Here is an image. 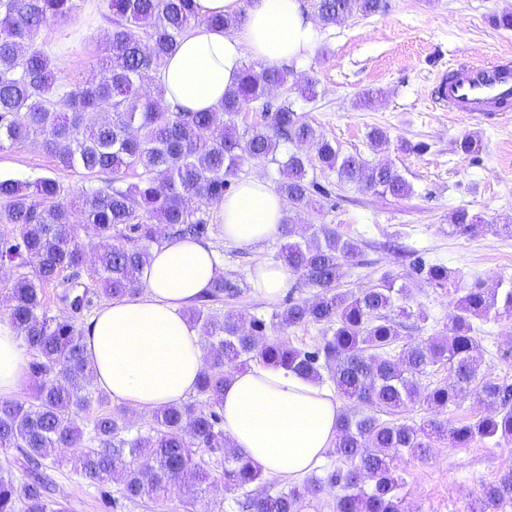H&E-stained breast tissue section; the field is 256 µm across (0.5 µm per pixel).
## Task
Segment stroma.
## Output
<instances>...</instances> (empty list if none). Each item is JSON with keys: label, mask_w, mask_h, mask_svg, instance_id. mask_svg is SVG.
<instances>
[{"label": "stroma", "mask_w": 512, "mask_h": 512, "mask_svg": "<svg viewBox=\"0 0 512 512\" xmlns=\"http://www.w3.org/2000/svg\"><path fill=\"white\" fill-rule=\"evenodd\" d=\"M512 12V0H389L386 11L364 18L346 17L319 28L313 54L288 64V82L272 90V104L288 100L304 120L331 140L345 155H358L370 163H388L409 183V196L397 198L339 181L335 172L314 169L312 176L327 189L309 204L291 210L298 235L311 225L326 224L353 241L360 254L346 263L337 289L356 292L378 284L383 277L406 285L405 304L423 310L428 320L401 333L402 345L439 335L454 312L457 291L474 284L493 288L512 285V234L493 233V224H512V111L480 117L451 112L432 102L436 78L451 65L470 59L512 61V30L497 27L496 15ZM109 26L99 15L83 13L67 29L47 26L40 34L49 45L66 41L58 53V71L71 83L93 81ZM310 77L318 84V97H299L294 82ZM375 93L372 105L359 101ZM381 129L389 142L374 150L368 139ZM471 137L479 152L462 154L459 144ZM0 176L19 181L40 177L58 180L71 197L88 188L105 186V175L93 178L64 168L39 144L22 143L0 149ZM464 208L485 224V231H454L450 216ZM211 232L207 238L227 277L244 283L233 300L211 306V315L232 312L243 319L267 320V335L281 336L299 348L318 345L322 330L315 324L280 328L274 314L289 301L310 298L311 288L292 279L284 297L262 298L248 285V272L261 261H274L284 240L276 238L254 248L225 241L216 208H209ZM448 266L456 279L444 285L425 283L416 274L417 259ZM69 284L44 289L50 314L72 315L78 327L108 305L91 266H84L77 289L91 298L89 308L73 312L63 296ZM481 375L512 384V316L482 323ZM487 413L476 392H469L444 409L414 404L397 413L396 421L420 424L436 420L464 424ZM68 450L51 453L45 461L50 500L64 503L69 512H184L182 494L164 504L124 497L120 479L96 485L84 479L68 462ZM211 473L198 495L196 512H236L233 496L224 490V455L197 450ZM404 479L402 495L412 512H466L469 498L512 467V443L475 440L460 448L430 449L424 456L406 453L397 461Z\"/></svg>", "instance_id": "obj_1"}]
</instances>
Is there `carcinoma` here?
I'll return each mask as SVG.
<instances>
[{
    "instance_id": "cac0c4a2",
    "label": "carcinoma",
    "mask_w": 512,
    "mask_h": 512,
    "mask_svg": "<svg viewBox=\"0 0 512 512\" xmlns=\"http://www.w3.org/2000/svg\"><path fill=\"white\" fill-rule=\"evenodd\" d=\"M85 0H0V148L36 141L59 163L87 176L110 173L112 182L86 190L78 207L83 223L97 237L79 241L72 221L68 192L57 180L0 178V260L20 269L11 288L10 321L30 352L34 392L27 399L0 401V449L15 448L30 468V480L15 484L0 468V512H67L60 502L46 500L41 459L54 448H70L74 470L92 483L118 476L128 499L165 501L182 490L209 480L195 449L224 451V489L244 490L262 480V470L234 448L221 428L224 385L253 360L291 370L320 383L327 370L336 389L366 411L339 416L332 453L350 464L323 478L311 477L261 497L247 493L235 501L238 512H300L307 494L336 490L333 512H410L400 495L402 478L394 462L406 451L425 455L435 440L462 447L479 439L512 442V385L483 379L482 401L495 408L491 415L460 426L430 421L411 425L382 420L377 412L394 414L415 403L445 408L475 381L482 347L473 320L512 316V285L498 291L477 284L458 297L451 323L438 336L392 353L400 338L402 319L425 322L428 315L400 304L406 287L391 278L359 292H338L336 283L345 262L358 254L357 245L336 229L321 224L305 242H288L277 258L316 292L294 300L279 314L280 324L323 327L322 344L313 349L291 345L278 336H264V320L255 318L250 332L241 331L234 313L215 319L205 307L241 293L230 278L217 281L191 320L207 338L208 367L197 385L207 409L169 405L155 416L157 429L147 438L126 440L121 408L99 413L92 440L83 446L79 413L108 400L94 393L96 375L85 355L83 333L75 321L50 316L44 308V285L63 273L76 284L86 252L107 298L120 299L142 290V268L150 249L161 245L164 231L171 238H205L207 209L229 192L242 162L274 158L283 141L315 146L320 167L334 170L340 181L396 197L410 193L408 182L387 164L371 165L358 155H342L332 141L285 101L272 107L268 91L288 82L279 68L242 67L237 83L210 112H174L165 88L149 74H158L196 25L229 31L239 16L200 17L194 0H99V15L112 24L95 82L80 86L64 81L52 64L40 31L64 26L82 14ZM387 7V0H316L322 26L358 14L369 17ZM262 112V121L247 136L237 133L235 118L248 107ZM312 160L292 153L280 162L278 193L291 208L307 204L320 185L309 178ZM141 170L125 186L129 170ZM451 225L476 232L484 225L464 209L450 217ZM31 267L32 272L24 271ZM416 273L427 283L444 284L452 272L439 264L417 262ZM448 365V383L432 390L422 384L429 366ZM131 457L137 466L126 464ZM512 500V468L487 485L481 512H493Z\"/></svg>"
}]
</instances>
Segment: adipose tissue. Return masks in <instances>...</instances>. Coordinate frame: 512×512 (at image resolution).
<instances>
[{
    "label": "adipose tissue",
    "instance_id": "adipose-tissue-1",
    "mask_svg": "<svg viewBox=\"0 0 512 512\" xmlns=\"http://www.w3.org/2000/svg\"><path fill=\"white\" fill-rule=\"evenodd\" d=\"M200 16H241L235 33L197 26L163 68L171 109L210 111L236 81L246 58L277 67L311 53L316 29L302 0H195ZM286 207L264 180L238 182L219 206L225 240L250 246L278 236ZM224 273L208 244L190 239L152 251L139 298L114 301L87 323L86 354L99 387L136 410L180 403L197 389L206 367L201 337L183 311L206 296ZM249 278L269 301L289 288L286 266L260 262ZM29 382L28 357L9 321H0V398ZM335 395L284 369L260 364L236 373L224 388V430L235 448L264 473H308L336 440Z\"/></svg>",
    "mask_w": 512,
    "mask_h": 512
}]
</instances>
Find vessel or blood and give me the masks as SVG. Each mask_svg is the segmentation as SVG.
Listing matches in <instances>:
<instances>
[{
  "label": "vessel or blood",
  "instance_id": "b4317fda",
  "mask_svg": "<svg viewBox=\"0 0 512 512\" xmlns=\"http://www.w3.org/2000/svg\"><path fill=\"white\" fill-rule=\"evenodd\" d=\"M435 91L452 112L488 115L512 105V66L477 62L449 70Z\"/></svg>",
  "mask_w": 512,
  "mask_h": 512
}]
</instances>
